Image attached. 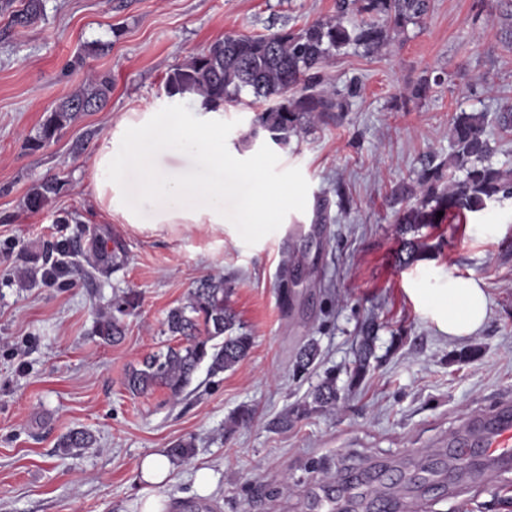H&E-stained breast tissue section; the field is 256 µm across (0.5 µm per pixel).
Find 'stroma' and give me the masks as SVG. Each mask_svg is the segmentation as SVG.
I'll list each match as a JSON object with an SVG mask.
<instances>
[{"label": "stroma", "instance_id": "obj_1", "mask_svg": "<svg viewBox=\"0 0 512 512\" xmlns=\"http://www.w3.org/2000/svg\"><path fill=\"white\" fill-rule=\"evenodd\" d=\"M26 0L0 7V512H140L150 496L165 512H344L379 486L382 467L402 478L401 512H512V463L474 469L473 453L449 448L463 417L512 394V202L420 228L418 260L399 265L403 237L393 192L428 160L452 153L450 118L484 112L494 165L512 167V129L497 116L512 102V0H429L375 53L348 47L322 69L338 92L340 121L318 122L287 148L240 140L250 106L224 109V151L254 179L226 185L224 228L138 232L96 200L99 139L147 112H194L165 81L193 53L227 35L300 30L332 17L335 0H42L21 27ZM104 110L80 115L44 148L29 147L52 108L103 74ZM428 83L425 96L414 88ZM55 177L61 192L32 212L33 184ZM328 200L316 223L317 200ZM261 217L244 216L248 202ZM71 215L72 223L60 218ZM73 248L67 272L45 279L58 242ZM110 263L90 269L95 252ZM302 272L281 292L283 264ZM481 279L491 314L480 332L451 340L414 308L408 291L448 275ZM218 275L249 355L212 376L199 369L179 399L166 390L131 395L127 372L173 344L169 309L199 280ZM139 305L115 345L94 334L98 313L126 292ZM377 323L371 368L352 381L360 326ZM319 355L303 376L298 351ZM343 396L277 425L309 400L326 372ZM243 407L251 420L230 421ZM74 429L95 442L80 455L58 442ZM181 438L192 458L162 484L142 480V460ZM210 473L208 485L196 481Z\"/></svg>", "mask_w": 512, "mask_h": 512}]
</instances>
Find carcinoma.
Instances as JSON below:
<instances>
[{
	"instance_id": "cac0c4a2",
	"label": "carcinoma",
	"mask_w": 512,
	"mask_h": 512,
	"mask_svg": "<svg viewBox=\"0 0 512 512\" xmlns=\"http://www.w3.org/2000/svg\"><path fill=\"white\" fill-rule=\"evenodd\" d=\"M427 0H336L335 17L312 23L297 32L276 31L261 36L226 35L176 67L166 79L169 95L193 94L207 104L238 105L247 92L257 110L251 129L242 143L251 145L265 132L273 144L284 149L291 137L307 132L316 121L334 112L345 111L336 94L320 87V69L336 52L350 46L366 52L381 49L390 32L420 18ZM41 0H27L26 8L15 15L22 26L37 21ZM361 16L358 23L350 16ZM112 93V79L103 76L62 99L30 142L39 150L53 142L58 133L84 112L102 110ZM488 119L483 112H460L452 118L454 152L448 163L428 164L418 177V188L401 186L397 200L414 199L398 217L399 231L407 234L426 224L436 223L437 212L455 216L478 213L487 203L502 197L512 198V168L495 167L487 162L493 152L487 134ZM464 172L458 177L456 172ZM61 184L47 178L27 193V207L42 209ZM423 244L412 238L404 241L405 254L398 262L416 259ZM231 287L224 278L210 276L194 288L187 301L170 309L165 318L166 332L179 340L175 346L146 355L126 376L127 391L139 396L161 387L172 399H179L193 382L203 363L212 375L234 368L245 359L253 345L251 336L237 328L236 315L228 303ZM137 306V298L126 294L112 303V311L98 317L95 335L106 344L119 342L124 335L122 318ZM376 324L368 319L351 377L359 380L370 368ZM318 355L317 346L305 345L297 354L296 374H304ZM341 395L336 373H326L313 392L320 407H334ZM94 442L84 430H72L59 443L66 454L88 448ZM172 458L188 460L195 454L194 440L182 439L168 449Z\"/></svg>"
}]
</instances>
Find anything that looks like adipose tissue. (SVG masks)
<instances>
[{
	"mask_svg": "<svg viewBox=\"0 0 512 512\" xmlns=\"http://www.w3.org/2000/svg\"><path fill=\"white\" fill-rule=\"evenodd\" d=\"M140 170L137 190L153 215L142 224L124 206L129 168ZM95 196L105 213L119 212L134 229L173 224L224 227V110L201 107L192 122L150 112L121 137L105 134L93 159ZM410 299L449 339L476 334L490 316L481 280L449 275L444 287L413 288Z\"/></svg>",
	"mask_w": 512,
	"mask_h": 512,
	"instance_id": "1",
	"label": "adipose tissue"
}]
</instances>
